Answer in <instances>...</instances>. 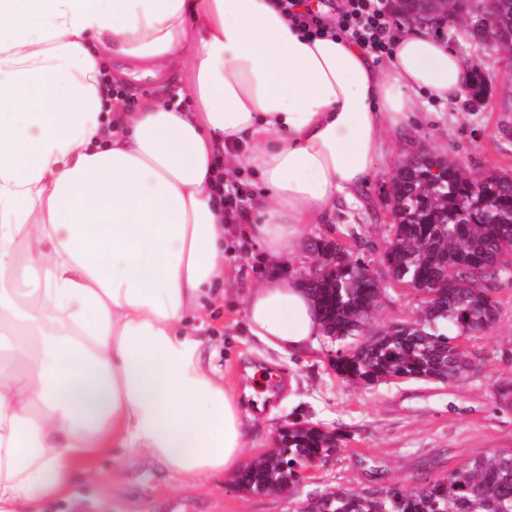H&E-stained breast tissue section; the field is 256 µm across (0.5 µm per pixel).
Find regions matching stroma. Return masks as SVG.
I'll return each mask as SVG.
<instances>
[{
	"mask_svg": "<svg viewBox=\"0 0 512 512\" xmlns=\"http://www.w3.org/2000/svg\"><path fill=\"white\" fill-rule=\"evenodd\" d=\"M465 61H482L487 95L482 102L456 107L430 104L442 111L439 125L393 143L378 160L358 201L342 205L332 223L312 226L305 242L279 262L267 260L248 242L243 225L224 251L226 301L191 319L211 358L236 389L252 386L255 370L272 374L283 386L270 401L256 398L245 408L248 446L244 463L267 454L277 428L319 424L344 435L341 448L318 463L308 478L282 494H252L224 474L178 478L162 466L138 457L108 452L77 473L70 488L35 503L26 512H302L310 496L343 487H420L422 477H440L465 461L495 451H512V408L500 404L496 388L512 379V279L496 283L500 302L497 322L472 336L467 346L476 368L447 384L404 380L374 385L337 377L332 361L347 342L320 336L306 353L284 355L265 349L246 333L238 306L243 282L272 275L298 276L313 265L310 244L320 236L345 237L356 226L373 256L388 241L384 223L388 198L384 184L395 167L422 148L453 156L471 171L512 172V79L491 50L475 45L463 22L444 20L432 27ZM179 77L165 87L151 79L125 90V107L136 110L148 99H177L190 108L189 93L179 90ZM419 302L404 286L386 283L385 298L373 314L376 327L413 320Z\"/></svg>",
	"mask_w": 512,
	"mask_h": 512,
	"instance_id": "35a3bbf8",
	"label": "stroma"
}]
</instances>
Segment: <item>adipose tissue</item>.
<instances>
[{"label":"adipose tissue","mask_w":512,"mask_h":512,"mask_svg":"<svg viewBox=\"0 0 512 512\" xmlns=\"http://www.w3.org/2000/svg\"><path fill=\"white\" fill-rule=\"evenodd\" d=\"M177 69L194 110L108 93ZM468 91L463 58L415 22L378 69L271 0H0V512L111 448L237 474L241 400L185 324L225 275L219 179L254 175L247 237L280 261L355 201L393 133ZM242 303L271 351L323 333L296 279L249 283Z\"/></svg>","instance_id":"1"}]
</instances>
